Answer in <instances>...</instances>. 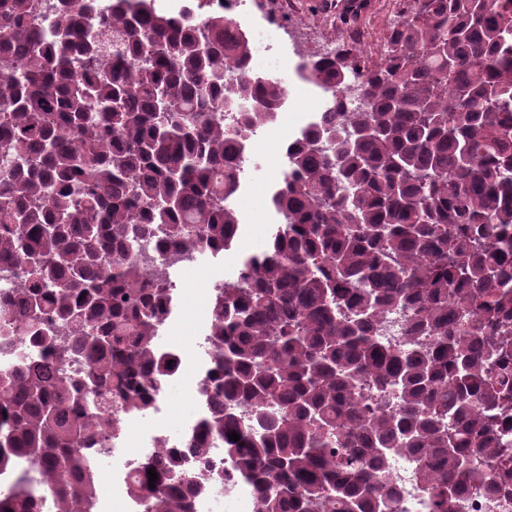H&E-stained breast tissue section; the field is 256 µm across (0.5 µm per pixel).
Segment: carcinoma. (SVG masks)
<instances>
[{"label": "carcinoma", "mask_w": 512, "mask_h": 512, "mask_svg": "<svg viewBox=\"0 0 512 512\" xmlns=\"http://www.w3.org/2000/svg\"><path fill=\"white\" fill-rule=\"evenodd\" d=\"M156 2L56 0L48 22L35 0H0V260L15 268L0 326L51 359L0 373V512L40 495L95 512L87 449L112 436V396L146 414L135 376L156 390L175 368L157 347L168 254L231 247L247 135L287 99L207 0L176 17ZM415 8L378 66L349 45L299 55L325 111L288 143L266 248L217 285L192 437L224 448L254 512H402L401 455L420 459L432 512L472 488L512 494V0ZM352 78L367 103L346 111ZM396 310L408 347L380 334ZM132 492L144 512H193L210 477L174 454Z\"/></svg>", "instance_id": "1"}]
</instances>
